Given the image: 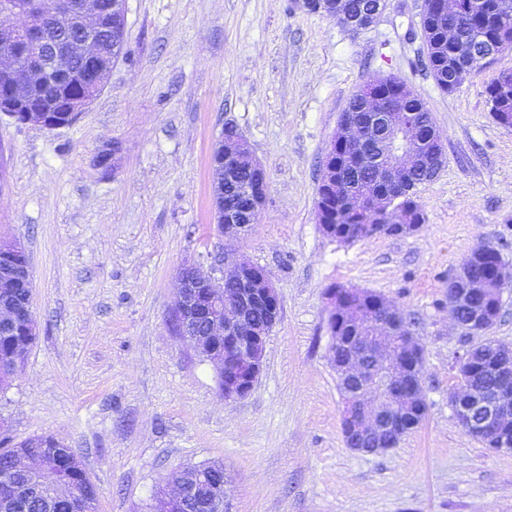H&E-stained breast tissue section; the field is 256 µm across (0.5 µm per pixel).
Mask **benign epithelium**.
<instances>
[{"instance_id": "1", "label": "benign epithelium", "mask_w": 512, "mask_h": 512, "mask_svg": "<svg viewBox=\"0 0 512 512\" xmlns=\"http://www.w3.org/2000/svg\"><path fill=\"white\" fill-rule=\"evenodd\" d=\"M387 0H378L363 20L350 17L345 0H293L296 8L314 9L340 21L345 27L355 28L358 23L370 26L385 9ZM19 17L24 24L6 26L0 23V83L9 88L8 97L0 98V114L23 124L58 129L49 118L51 109L33 103L31 91L40 82L52 79L66 69L76 55L83 57L91 71V92L71 101L68 111H85L102 92L107 75L112 71L113 51L124 48L127 38L126 0H110L107 6L101 0H0V20ZM112 18V44L101 39L106 30V18ZM52 20L64 21L78 29L81 38L73 46H62L51 51L46 47L45 29ZM476 43L490 49L474 53V59L458 71V77L477 69L505 49L512 42L503 37L497 43L482 35L474 37ZM20 44L23 58L13 55L9 48ZM362 117L346 112L341 118L337 136L353 146L356 154L345 156V163L358 166L363 163V145L374 126L381 122L391 132L389 160L384 174L392 193L377 197L369 192L350 193L355 207L373 211L381 224H362L359 236L369 239L381 232L409 235L418 226L404 220L401 209L394 202L417 191L419 184L411 181L413 163L423 160L430 166L428 179H434L444 162L443 140L434 130L429 138L419 139L418 125L411 112L397 113L395 99L389 100L373 82L360 91ZM248 150L241 134L231 140L219 135L211 152L210 164L216 176L213 190L214 219L219 234L235 239L249 233L265 204L269 179L265 167L253 160L256 170L248 193L253 199L251 215L241 219L233 210L224 209V183L233 178L240 154ZM324 187L331 191H345L347 187L336 177L338 163L334 151L327 152L324 160ZM487 248L468 254L448 282L449 308L462 300L477 302L471 319L460 327L480 334L495 325L501 310L503 288L491 287L483 279L470 276L469 269L483 259ZM181 288L174 298L172 320L177 332L189 338L198 353L218 367L220 392L226 400L246 397L260 373L268 337L281 316V302L277 289L267 272L253 264H235L224 268L223 285L214 284L211 271L202 265H192L179 273ZM331 314L339 317L354 335L334 336V344L343 350L339 364L335 365L340 389L344 396L341 429L345 442L352 450L365 451L370 446L382 452L389 449L384 434L401 438L405 418L419 412L425 397L422 381L414 378L417 362L423 356L421 344L414 336L412 324L399 308L385 301L355 307L336 295L326 292ZM18 322L28 326L30 334L37 333L31 309L20 308L4 296L0 298V327L8 328ZM480 366L504 377L503 384L491 397L464 391L451 400L454 415L462 429L472 437L498 436L512 423V360L497 359ZM15 473L27 479L29 486L40 489L51 485L58 495L67 496L70 488L52 480L48 469L25 460H19ZM202 476L193 473L179 481L164 480L175 487V494L162 497V512H194L198 507L194 493ZM19 486L14 477L0 481V503L16 507Z\"/></svg>"}]
</instances>
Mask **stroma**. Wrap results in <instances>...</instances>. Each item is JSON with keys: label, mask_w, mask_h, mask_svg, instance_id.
<instances>
[{"label": "stroma", "mask_w": 512, "mask_h": 512, "mask_svg": "<svg viewBox=\"0 0 512 512\" xmlns=\"http://www.w3.org/2000/svg\"><path fill=\"white\" fill-rule=\"evenodd\" d=\"M423 0H388L354 31L292 0H128V39L104 90L70 126L0 117V241L29 258L38 335L0 390V448H72L97 512H147L166 472L219 460L230 512H512V449L459 426L449 399L469 341L448 280L479 243L512 277V128L486 85L512 49L440 90L423 67ZM403 78L443 135L444 164L407 236L344 243L319 223L322 164L351 97ZM235 124L269 192L248 235L214 229L209 156ZM263 267L281 300L251 392L227 401L214 366L170 321L178 271ZM334 285L385 297L424 347L428 411L391 449L341 429L331 359Z\"/></svg>", "instance_id": "1"}]
</instances>
